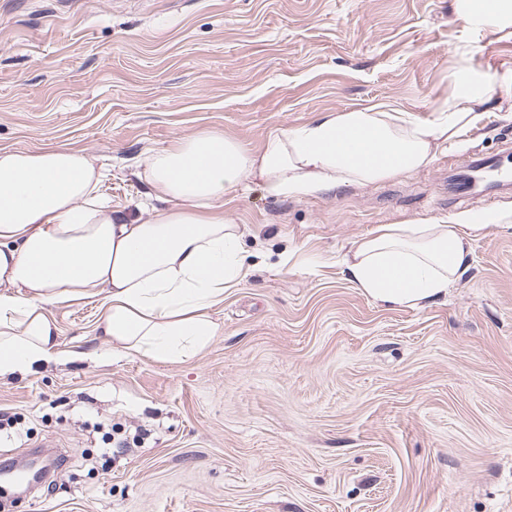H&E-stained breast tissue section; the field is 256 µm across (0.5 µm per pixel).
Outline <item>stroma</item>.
Instances as JSON below:
<instances>
[{"mask_svg":"<svg viewBox=\"0 0 512 512\" xmlns=\"http://www.w3.org/2000/svg\"><path fill=\"white\" fill-rule=\"evenodd\" d=\"M468 87L486 105L427 168L225 196L256 270L197 357L105 355L98 300L54 306L86 358L0 379V462L65 464L8 512H512V188H448L472 156L512 164V20L463 0H0V149L86 151L116 208L145 200L135 168L175 138L255 151L378 103L430 122ZM491 210L430 306L375 303L345 272L380 225Z\"/></svg>","mask_w":512,"mask_h":512,"instance_id":"obj_1","label":"stroma"}]
</instances>
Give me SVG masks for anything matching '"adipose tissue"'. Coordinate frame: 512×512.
Returning a JSON list of instances; mask_svg holds the SVG:
<instances>
[{
  "label": "adipose tissue",
  "mask_w": 512,
  "mask_h": 512,
  "mask_svg": "<svg viewBox=\"0 0 512 512\" xmlns=\"http://www.w3.org/2000/svg\"><path fill=\"white\" fill-rule=\"evenodd\" d=\"M483 102L459 93L429 125L384 104L327 113L255 152L219 134L182 137L142 159L147 200L132 215L102 200L94 157L0 149V378L69 363L75 353L50 308L89 298L100 299L99 334L117 352L198 356L216 333L212 309L252 270L225 195L252 183L274 196L311 195L422 169ZM472 223L457 215L381 225L352 244L348 277L379 304L435 302L466 269Z\"/></svg>",
  "instance_id": "adipose-tissue-1"
}]
</instances>
